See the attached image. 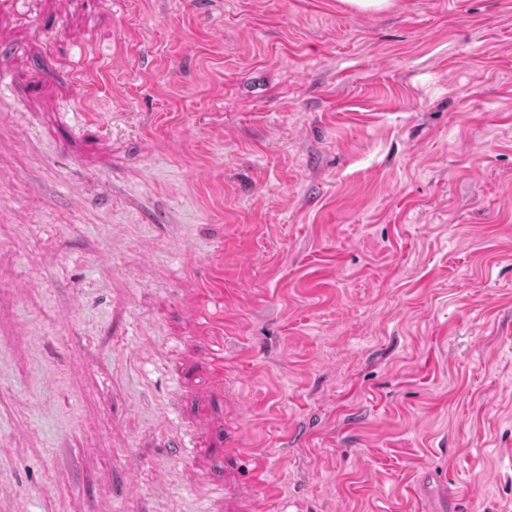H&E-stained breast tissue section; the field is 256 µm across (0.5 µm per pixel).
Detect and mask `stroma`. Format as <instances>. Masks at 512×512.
<instances>
[{
	"mask_svg": "<svg viewBox=\"0 0 512 512\" xmlns=\"http://www.w3.org/2000/svg\"><path fill=\"white\" fill-rule=\"evenodd\" d=\"M0 486L512 512V0H0Z\"/></svg>",
	"mask_w": 512,
	"mask_h": 512,
	"instance_id": "obj_1",
	"label": "stroma"
}]
</instances>
